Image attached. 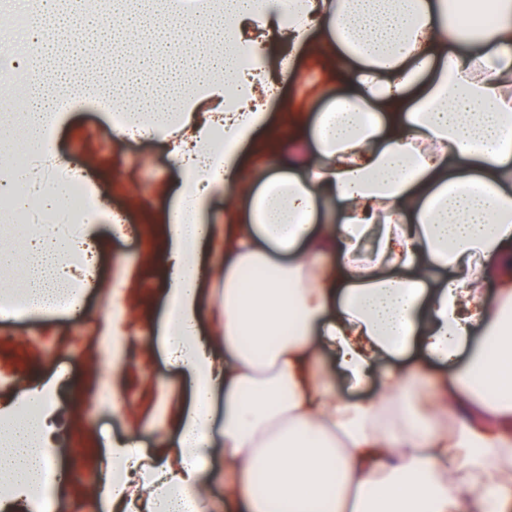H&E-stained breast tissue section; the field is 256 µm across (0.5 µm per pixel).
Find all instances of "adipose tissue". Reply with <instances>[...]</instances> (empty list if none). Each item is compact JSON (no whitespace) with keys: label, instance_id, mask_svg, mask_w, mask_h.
Masks as SVG:
<instances>
[{"label":"adipose tissue","instance_id":"1","mask_svg":"<svg viewBox=\"0 0 512 512\" xmlns=\"http://www.w3.org/2000/svg\"><path fill=\"white\" fill-rule=\"evenodd\" d=\"M479 9L495 22L473 37L448 0H112L108 27L39 0L44 57L76 29L112 41L135 91L113 135L165 144L180 169L156 343L190 404L168 411L163 453L113 441L103 512H199L218 390L225 512H512V0ZM312 60L336 88L314 115L280 94ZM51 105L32 82L33 138L62 124ZM21 184L50 209L67 197L0 166V192ZM94 228L1 231L0 270L20 278L0 305L81 304L71 270ZM210 249L220 289L202 286ZM339 376L377 391L343 398ZM52 461L44 418L0 424V481L20 496Z\"/></svg>","mask_w":512,"mask_h":512}]
</instances>
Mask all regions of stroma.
Returning a JSON list of instances; mask_svg holds the SVG:
<instances>
[{"instance_id":"obj_1","label":"stroma","mask_w":512,"mask_h":512,"mask_svg":"<svg viewBox=\"0 0 512 512\" xmlns=\"http://www.w3.org/2000/svg\"><path fill=\"white\" fill-rule=\"evenodd\" d=\"M317 64H307L302 77L284 83L285 95L305 111H321L327 102ZM57 160H72L91 172L101 199L122 218V232L98 229L99 288L89 292L82 322L64 312L26 319L0 318V413L11 412L19 389L55 377L65 367L67 380L54 388L51 420L53 448L59 464L79 473V480L61 486L55 497L60 512H86L95 484L104 477L102 457L116 439L134 437L154 451L173 440L174 429L135 425L134 416L151 403L153 393L166 388L187 393L183 373L162 353L133 348L124 382L130 411L117 412L105 398L101 367L93 358L107 344L98 325L111 314L126 321L134 333L146 334L164 307L166 252L158 225L168 208L169 192L178 174L164 145L151 140L115 139L108 121L94 105L70 113L54 134Z\"/></svg>"}]
</instances>
